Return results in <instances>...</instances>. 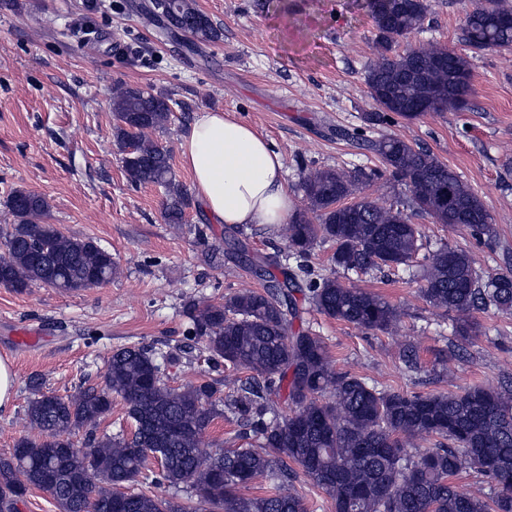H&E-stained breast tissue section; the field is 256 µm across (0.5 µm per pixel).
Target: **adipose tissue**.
Masks as SVG:
<instances>
[{
  "mask_svg": "<svg viewBox=\"0 0 512 512\" xmlns=\"http://www.w3.org/2000/svg\"><path fill=\"white\" fill-rule=\"evenodd\" d=\"M184 168L206 217L216 224H262L276 232L294 204L283 159L255 129L223 112L202 113L180 144Z\"/></svg>",
  "mask_w": 512,
  "mask_h": 512,
  "instance_id": "obj_1",
  "label": "adipose tissue"
}]
</instances>
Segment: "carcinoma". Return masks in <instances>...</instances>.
I'll return each mask as SVG.
<instances>
[{
    "mask_svg": "<svg viewBox=\"0 0 512 512\" xmlns=\"http://www.w3.org/2000/svg\"><path fill=\"white\" fill-rule=\"evenodd\" d=\"M172 2L174 14L161 12L166 0H152L146 15L161 19L167 31L191 34L198 49L221 39V27L196 0ZM368 7L377 40L365 82L378 111L365 113L364 122L383 123L391 114L417 119L421 113L414 107L432 103L440 88L448 90V100L438 111L460 109V79L471 77L463 56L433 44L392 50L422 24L425 0H369ZM461 40L476 53L511 49L512 7L504 0L476 5L466 14ZM172 112L170 98L137 87L112 97L114 145L127 180L163 188L164 220L183 224L191 199L175 179L170 151L149 137ZM370 148L389 179L408 187L418 212L437 224H466L479 240L495 237L481 199L432 152L394 136L372 140ZM374 176L363 169L304 171L307 206L282 227L296 268H282L281 277L270 276L261 291L240 290L191 309L192 334L209 359L250 372L235 395L224 397L218 379L170 387L154 353L135 345L115 350L101 384L75 395L45 392L41 378L31 377L28 433L10 455L0 456V512H14V501L31 488L50 493L60 512H307L303 498L290 493L238 494L259 476L287 483L295 465L329 496L334 512H512V386L413 395L380 389L336 371L322 337L309 326L294 328L298 293L321 314L356 328L391 334L401 323L400 307L335 277H319L304 263L321 241L333 244L330 261L346 272L412 262L421 247L417 225L397 205L383 208L358 197ZM8 207L13 223L0 243L1 285L18 292L34 285L74 292L119 273L112 253L96 241L45 222V197L19 189ZM423 280V299L452 314L454 333L465 341L475 337L476 311L492 306L512 314V271L484 281L465 250L434 251ZM275 388L287 391L285 415L270 403ZM114 395L126 404L134 430L98 436ZM224 408L275 455L251 443L229 451L205 447L204 434ZM82 430L85 451L74 440ZM429 437L441 443L418 450V441ZM151 465L157 481L174 493L132 488ZM463 469L486 484L460 491L451 477Z\"/></svg>",
    "mask_w": 512,
    "mask_h": 512,
    "instance_id": "1",
    "label": "carcinoma"
}]
</instances>
